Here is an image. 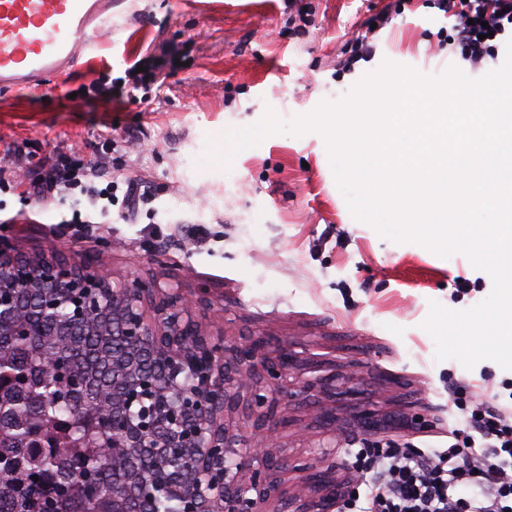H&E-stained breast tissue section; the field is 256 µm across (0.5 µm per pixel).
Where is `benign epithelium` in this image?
I'll return each mask as SVG.
<instances>
[{"mask_svg":"<svg viewBox=\"0 0 512 512\" xmlns=\"http://www.w3.org/2000/svg\"><path fill=\"white\" fill-rule=\"evenodd\" d=\"M207 288L187 296L172 283L134 277L116 281L90 260L54 250L26 255L0 236V336H24L21 324L40 322L57 336L70 323L68 305L88 336L112 341V396L96 408L112 412V457L127 461L114 476L112 512H139L140 500L164 490L180 512H333L348 478L336 466L303 468L285 454L276 393L323 385L321 365L293 344L265 351L263 337L228 340L206 333L194 318ZM320 413L329 427L319 439L308 425L295 432L313 448L336 447V405ZM357 432L377 435L388 421L366 407L350 417Z\"/></svg>","mask_w":512,"mask_h":512,"instance_id":"1","label":"benign epithelium"}]
</instances>
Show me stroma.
<instances>
[{"instance_id": "obj_1", "label": "stroma", "mask_w": 512, "mask_h": 512, "mask_svg": "<svg viewBox=\"0 0 512 512\" xmlns=\"http://www.w3.org/2000/svg\"><path fill=\"white\" fill-rule=\"evenodd\" d=\"M389 0H124L107 36L49 90L0 91V142L35 156L58 147L91 154L104 127L112 156L155 192L137 216L119 206L97 224H73L71 205L9 199L0 234L22 253L60 250L115 278L178 282L207 290L197 318L214 334L265 337L268 349L304 343L324 359L323 377L358 361L367 400L388 414L430 419L390 428L413 448H443L455 425L448 382L505 405L512 371L485 360L465 369L435 359L424 329L430 301L464 310L492 290L461 253L443 258L396 242L356 220L339 189L325 137L274 134L229 167L201 165L208 140L274 111L289 120L345 97L384 61L424 76L457 67L478 79L502 59L473 67L451 51L453 22L435 0H400L372 37L376 51L349 71L338 62ZM150 57L171 60L144 101L90 98L94 82L127 83ZM113 241L104 248L103 239Z\"/></svg>"}]
</instances>
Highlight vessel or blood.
I'll list each match as a JSON object with an SVG mask.
<instances>
[{"label": "vessel or blood", "instance_id": "b4317fda", "mask_svg": "<svg viewBox=\"0 0 512 512\" xmlns=\"http://www.w3.org/2000/svg\"><path fill=\"white\" fill-rule=\"evenodd\" d=\"M120 0H0V90L69 74Z\"/></svg>", "mask_w": 512, "mask_h": 512}]
</instances>
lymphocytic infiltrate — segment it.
<instances>
[{"label": "lymphocytic infiltrate", "mask_w": 512, "mask_h": 512, "mask_svg": "<svg viewBox=\"0 0 512 512\" xmlns=\"http://www.w3.org/2000/svg\"><path fill=\"white\" fill-rule=\"evenodd\" d=\"M453 19L448 44L472 66L495 58L492 36L512 30V0H437ZM20 194L46 204L85 197L90 203L122 201L135 213L149 196L144 178L113 165L108 153L85 160L56 149L32 161L23 145L0 148V194ZM450 401L460 413L447 448H409L384 438L353 449L362 480L344 512H512V407L476 400L468 383H456Z\"/></svg>", "instance_id": "lymphocytic-infiltrate-1"}]
</instances>
